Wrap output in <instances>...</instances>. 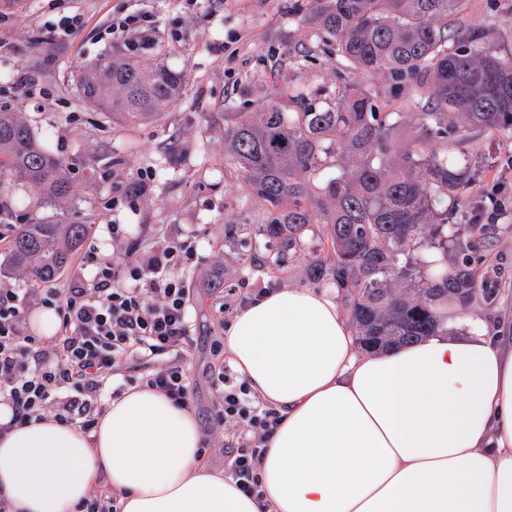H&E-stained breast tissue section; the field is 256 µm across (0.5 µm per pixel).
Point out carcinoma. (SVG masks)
<instances>
[{"label":"carcinoma","instance_id":"obj_1","mask_svg":"<svg viewBox=\"0 0 512 512\" xmlns=\"http://www.w3.org/2000/svg\"><path fill=\"white\" fill-rule=\"evenodd\" d=\"M466 0H298L302 23L343 61L345 73L380 74L399 94L425 98L408 113L383 112L368 90L337 77L331 91L288 95L298 111L273 103L224 129V157L266 213L262 234L282 264L302 246L306 228L322 224L333 253L311 263L350 312L364 350L412 343L444 325L448 304L477 295L473 253L485 224H459L452 195L472 182L474 164L458 150L464 133H512V61L484 37L450 29ZM76 82L85 104L116 120L145 122L181 97L183 76L156 57L105 55L86 63ZM73 160L38 143L30 126L0 112V195L23 184L47 206L71 191ZM336 170L322 187L315 180ZM86 224L17 225L0 272L23 270L40 282L68 265ZM456 240L453 263L432 260Z\"/></svg>","mask_w":512,"mask_h":512}]
</instances>
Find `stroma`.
<instances>
[{"label":"stroma","instance_id":"35a3bbf8","mask_svg":"<svg viewBox=\"0 0 512 512\" xmlns=\"http://www.w3.org/2000/svg\"><path fill=\"white\" fill-rule=\"evenodd\" d=\"M293 0H0V110L13 112L39 142L63 157H81L72 173L63 208L38 207L24 186L0 199V225L25 224L32 216L54 222L88 224V245L119 251L140 263L159 256L172 242L190 243L194 260L181 276L190 288L197 330L182 360L193 387V412L207 427L205 463L224 472L222 448L228 433L210 429L214 389L213 343L220 325L234 318L242 297L273 288H326L313 280L309 263L327 250L322 227L309 225L302 247L283 265L276 248L260 232L264 212L248 195L238 170L224 158V130L242 113L276 102L287 105L289 91L330 89L340 69L335 56L292 10ZM144 13L154 25V42L132 48L122 33H110L113 13ZM81 15L71 34L54 33L62 17ZM458 27L487 32L498 57L512 59V0H467ZM310 49L299 65L291 47ZM140 59L164 57L185 75V93L155 119L128 124L92 111L82 101L74 77L84 62L104 54ZM34 91L26 96L18 77ZM356 82L388 112H414L418 97L395 95L382 75L360 73ZM478 171L459 191L457 221L471 223L481 195L506 182L512 194V134L484 132L467 139ZM145 177L147 187L134 205L111 210L112 196ZM123 227L113 240L109 221ZM480 282L493 293L454 308L449 319L466 315L481 325L512 330V222L492 225L485 247L475 255Z\"/></svg>","mask_w":512,"mask_h":512}]
</instances>
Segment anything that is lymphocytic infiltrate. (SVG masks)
<instances>
[{"instance_id": "lymphocytic-infiltrate-1", "label": "lymphocytic infiltrate", "mask_w": 512, "mask_h": 512, "mask_svg": "<svg viewBox=\"0 0 512 512\" xmlns=\"http://www.w3.org/2000/svg\"><path fill=\"white\" fill-rule=\"evenodd\" d=\"M185 243L164 247L160 258L140 264L130 256L84 254L93 265L89 279H73L50 289L56 301L60 331L46 342L25 329L27 297L0 283V403L9 405V428L52 415L58 423L93 432L106 409V398H118L114 378L137 355H183L190 348L193 323L189 290L178 267L190 264ZM141 386L162 392L176 406L190 407L192 388L179 364L141 379ZM212 420L233 431L234 445L224 457L238 488L257 494L261 449L280 417L275 409L255 405L246 382L222 364L213 382Z\"/></svg>"}]
</instances>
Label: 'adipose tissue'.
Wrapping results in <instances>:
<instances>
[{"label":"adipose tissue","mask_w":512,"mask_h":512,"mask_svg":"<svg viewBox=\"0 0 512 512\" xmlns=\"http://www.w3.org/2000/svg\"><path fill=\"white\" fill-rule=\"evenodd\" d=\"M224 348L281 414L260 497L204 463L191 410L131 388L93 434L46 418L0 436V499L73 512L103 476L122 512H512V348L485 329L374 354L332 295L279 288Z\"/></svg>","instance_id":"ef3b65f1"}]
</instances>
